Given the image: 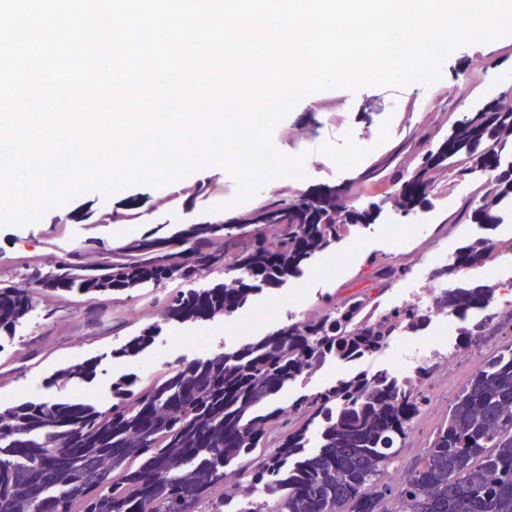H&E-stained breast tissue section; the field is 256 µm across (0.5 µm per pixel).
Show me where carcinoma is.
I'll list each match as a JSON object with an SVG mask.
<instances>
[{"mask_svg": "<svg viewBox=\"0 0 512 512\" xmlns=\"http://www.w3.org/2000/svg\"><path fill=\"white\" fill-rule=\"evenodd\" d=\"M455 133L430 148L433 127L411 132L409 145L378 159L360 180H400L417 162L419 177L390 193L409 210L435 190H449L474 167V149L486 155L489 178L473 186L455 210L456 223L497 224L498 205L512 199V169L497 167L512 143V112H468L452 122ZM349 189L335 202L317 195L307 213L301 203L263 209L262 220L242 215L251 228L244 240L213 224L183 230V246L161 255L151 240H133L85 265L74 251L41 276L39 256L16 261L30 274L22 286L0 284V334L38 302H95L117 306L132 288L166 282L176 291L161 319L180 322L230 318L261 287H277L300 275L314 258L336 249L357 212ZM499 245L475 239L432 278H458L489 265ZM373 276L388 285L410 271L406 263L370 259ZM224 281L182 290L215 271ZM497 285L469 281L441 297V307L460 316L485 313L483 325L461 337L467 347L487 349L504 321L495 303ZM368 293L300 322L245 337L232 349L180 363L140 386L119 378L112 406L102 410L82 399L0 405V512H224L230 496L246 500L250 486L265 490L266 512H512V344L489 350L482 368L455 394L448 417L434 432L422 458L400 482L385 483L383 471L409 436L421 403L387 371L344 374L285 405L273 404L283 388L316 374L349 351L380 349L401 331L416 333L424 318L402 309L383 317ZM154 339L152 328L131 335L116 355L133 359ZM96 371L88 359L60 368L55 382L81 384Z\"/></svg>", "mask_w": 512, "mask_h": 512, "instance_id": "obj_1", "label": "carcinoma"}]
</instances>
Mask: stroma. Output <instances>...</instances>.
Listing matches in <instances>:
<instances>
[{"mask_svg":"<svg viewBox=\"0 0 512 512\" xmlns=\"http://www.w3.org/2000/svg\"><path fill=\"white\" fill-rule=\"evenodd\" d=\"M512 45V35L478 46L462 44L452 52L458 69L442 68L441 77L424 88L413 85L374 86L367 93L358 94L345 111L324 112L319 104L325 91L302 98L279 122V129H294L297 139L306 146H316L319 139H327L332 148H341L342 132L357 128L374 132L383 141L378 152L365 155L361 166L371 165L378 153L387 152L407 138L411 123L421 120L414 113L405 120L398 112L376 110V103H392L406 99H426L447 106L462 82V72L468 69L474 51L486 58L485 76L498 81L502 97L512 99V55L504 57L499 47ZM235 187V179L221 165L204 158L195 169L181 178V191L176 201H169L165 187L130 186L112 193L92 190L70 199L66 208L46 210L38 223L26 225H0V255L14 256L22 252L39 254L53 249L58 254L83 248L86 243L97 242L106 248H117L129 239L154 234L155 237L174 241L182 231V219L194 224H209L215 220L216 210H223L225 218H232L253 208V201L237 202L225 198L222 192L210 193L209 182ZM383 195L373 192L362 196L357 206L369 209L374 219L359 249H350L348 241L336 246L339 265H332L330 255L316 257L303 267L300 278L308 286V299L324 305L329 297L343 298L350 293L374 287L368 256L381 261L412 262L421 255L437 254L439 249L456 251L464 242L481 234L495 243L512 240V222L474 229L470 224L449 223L436 199L417 206L416 214L426 215L427 223L395 242L386 222ZM172 292L171 285L151 284L126 293L123 305L104 319L92 311L90 305L60 304L55 306L51 319H44L42 310L28 313L17 323L11 336L0 339V403L15 400L48 401L73 397L74 387L51 384L52 374L62 365L96 358V378L84 387L89 401L104 409L112 403V382L119 376L139 367L138 378L148 381L150 371L168 369L182 362L199 358L200 350L180 344L177 337L186 327L177 323H161L154 343L136 364L114 360L112 352L123 344L126 336L148 328V321L136 318L135 313L148 304L164 305Z\"/></svg>","mask_w":512,"mask_h":512,"instance_id":"obj_1","label":"stroma"}]
</instances>
